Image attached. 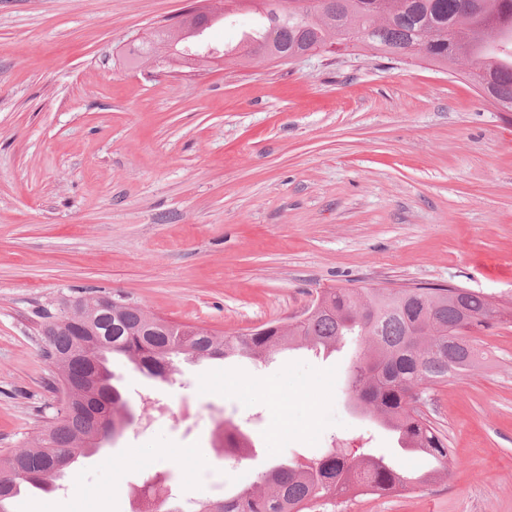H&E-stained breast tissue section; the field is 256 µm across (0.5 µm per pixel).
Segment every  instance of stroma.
<instances>
[{
    "mask_svg": "<svg viewBox=\"0 0 512 512\" xmlns=\"http://www.w3.org/2000/svg\"><path fill=\"white\" fill-rule=\"evenodd\" d=\"M184 0H0V453L57 399L37 310L82 292L232 336L327 288L455 284L512 304V112L423 62L241 56L255 13L204 34L220 62L177 75L129 50ZM468 376L423 392L449 476L320 512H512V323ZM361 345L182 362L169 381L112 363L138 420L18 512H181L336 445L396 455L349 404ZM247 460L225 457V425Z\"/></svg>",
    "mask_w": 512,
    "mask_h": 512,
    "instance_id": "obj_1",
    "label": "stroma"
}]
</instances>
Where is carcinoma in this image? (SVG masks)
Listing matches in <instances>:
<instances>
[{
	"mask_svg": "<svg viewBox=\"0 0 512 512\" xmlns=\"http://www.w3.org/2000/svg\"><path fill=\"white\" fill-rule=\"evenodd\" d=\"M260 34L245 37L253 54L270 60L294 49L312 52L336 43L348 51L368 50L411 64L410 49L422 45L423 60L446 71L479 66L481 81L501 111L512 112V0H260ZM299 326L270 322L232 337L216 336L190 325L153 326L148 314L120 294L96 310L97 320L76 316L46 335V356L65 360L63 377L78 408L46 420L25 448L0 456V512L15 494L50 492L68 479L60 459L92 454L100 403L112 404V422H121L127 401L112 376L96 369L99 361L120 355L140 371L160 378L175 360L219 359L229 354L261 358L293 345L328 350L351 336L365 349L351 370V393L364 409L407 439L417 454L437 463L421 474L432 481L449 474L446 436L421 409V387L445 384L471 372L483 355L478 334L497 322L512 321V310L493 304L469 288L415 287L323 292ZM411 476L382 455L362 454L349 461L327 448L310 462H279L248 486L224 499L205 502L198 512H316L327 499L370 494L400 496Z\"/></svg>",
	"mask_w": 512,
	"mask_h": 512,
	"instance_id": "cac0c4a2",
	"label": "carcinoma"
}]
</instances>
